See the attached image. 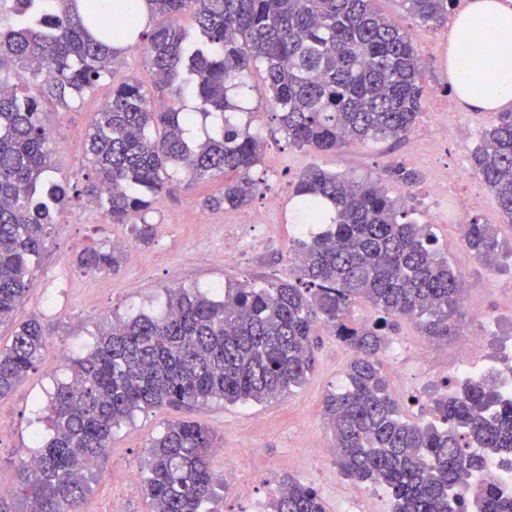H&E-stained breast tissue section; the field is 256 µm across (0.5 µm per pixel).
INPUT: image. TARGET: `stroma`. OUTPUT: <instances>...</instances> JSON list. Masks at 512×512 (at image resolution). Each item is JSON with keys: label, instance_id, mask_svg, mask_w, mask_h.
Returning a JSON list of instances; mask_svg holds the SVG:
<instances>
[{"label": "stroma", "instance_id": "stroma-1", "mask_svg": "<svg viewBox=\"0 0 512 512\" xmlns=\"http://www.w3.org/2000/svg\"><path fill=\"white\" fill-rule=\"evenodd\" d=\"M376 8L390 21L410 34L423 62L424 101L416 123L401 141L360 144L348 142L333 152H314L289 144L275 123L270 94L260 74H252L246 111L237 113L239 124L250 126L264 138V153L254 178L262 182L249 206L240 209H212L206 197L219 193L222 181H181L169 193L156 199L146 214L155 236L146 246L133 239L129 226L106 223L99 210L79 199L62 209L57 229L33 273L34 289L14 312L11 322L0 325V347L11 341L16 325L37 317L53 328L37 368L7 397L0 399V418L8 427L0 432V484L15 488L17 469L34 453L36 440L47 433V398L58 380L65 378V361L91 350L97 334L112 321L138 313H155L166 302L172 285L212 293L231 283L251 280L259 283L289 279L292 264L288 251L296 238L297 217L292 190L297 177L317 165L359 179L383 176L386 169L400 164L418 175L410 188L388 183V193L405 198L420 223L431 225L452 267L463 278V286L475 296L478 307L465 310L455 332L438 340L427 336L416 321L401 319L393 336L394 344L404 346L403 357H384V370L391 393L414 387L416 401L404 402L405 417L420 422L432 418L429 400L434 386L422 378L417 361L422 350L443 346L444 351L432 369L446 373L453 368L460 346L480 333L488 318L498 320L497 335L512 334V266L499 270L486 268L464 246L455 222V198H436L428 191L431 174L439 168L472 170L471 153L479 142L484 116L465 112L462 119H449L448 147L439 154L418 151L417 136L436 119L434 108L448 101L450 76L433 48L440 42L447 25L423 24L407 15L399 0H376ZM134 77L143 84L152 81L142 50H123L110 81L102 83L84 99L60 105L43 102L44 121L54 140L55 181L84 185L88 162L84 144L95 112L110 100L113 84ZM277 199L278 209L269 223L246 226L243 219L260 209L269 199ZM241 234L242 246L233 262L216 260L224 247V237ZM126 240L141 262L124 263L114 274L96 276L95 288H87V275L76 265L84 249L112 240ZM319 338L314 368L306 382L291 393L262 403L227 404L213 400L192 409L162 407L139 412L114 428L112 446L88 472V490L82 512H111L112 489L124 490V512H150L143 493L144 459L153 438L173 420L200 422L216 436L217 446L211 466L220 481L215 487L214 512H250L251 502L241 498L235 486L224 481V451L251 444L261 448L256 464V499L268 512L270 496L265 479L284 475L295 477L319 490L328 512L336 503L358 492L359 487L345 479L336 466V450L323 416L325 395L343 384L351 352L317 327ZM319 437L322 465L306 461L311 437Z\"/></svg>", "mask_w": 512, "mask_h": 512}]
</instances>
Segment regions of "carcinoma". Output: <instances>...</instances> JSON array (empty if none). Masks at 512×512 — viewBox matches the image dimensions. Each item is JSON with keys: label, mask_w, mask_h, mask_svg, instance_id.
Here are the masks:
<instances>
[{"label": "carcinoma", "mask_w": 512, "mask_h": 512, "mask_svg": "<svg viewBox=\"0 0 512 512\" xmlns=\"http://www.w3.org/2000/svg\"><path fill=\"white\" fill-rule=\"evenodd\" d=\"M159 22L147 30L118 3L110 15L96 0H12L0 21V67L15 62L18 83L0 78V324L12 320L30 289L57 224V213L83 194L110 224H129L134 239L154 237L144 212L170 191L174 175L224 179L212 208L248 205L259 193L252 171L264 143L234 119L262 71L279 128L288 141L317 152L348 141L397 142L419 115L420 58L407 31L374 0H148ZM423 23H443L455 0H400ZM192 15L195 28L179 23ZM137 41L153 76L147 89L130 78L112 86L85 142L83 189L49 178L46 99L77 100L112 77L119 51ZM192 94L202 105L186 111ZM213 115L219 128L197 139L186 127ZM473 167L504 219L512 223V112H496L472 152ZM387 180L410 187L418 175L401 165ZM302 224L326 229L298 237L289 251L294 279L230 284L208 296L167 289V306L116 320L95 348L70 359L71 378L50 397V434L36 462L18 469L26 512H80L85 473L112 443L113 429L139 411L194 407L212 400L262 402L300 387L314 367L316 326L353 352L346 385L324 398L336 464L356 483L387 489L392 512H512L491 486H466L469 470L490 455H512V399L491 387L494 374L431 401L433 420L404 417L388 386L382 356L399 318H415L430 336L446 337L461 315L463 283L428 224L379 181L312 166L292 192ZM462 240L488 266L512 264V249L492 225H463ZM125 253L90 247L76 259L86 274L119 270ZM364 302L377 317L360 320ZM50 327L20 324L0 348V398L39 363ZM214 435L197 421L167 424L148 449L144 491L151 512H212L216 478L209 467ZM272 512H326L318 491L278 480Z\"/></svg>", "instance_id": "1"}]
</instances>
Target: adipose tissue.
I'll return each mask as SVG.
<instances>
[{
	"label": "adipose tissue",
	"instance_id": "1",
	"mask_svg": "<svg viewBox=\"0 0 512 512\" xmlns=\"http://www.w3.org/2000/svg\"><path fill=\"white\" fill-rule=\"evenodd\" d=\"M448 69L458 98L473 110L512 108V7L469 0L454 19Z\"/></svg>",
	"mask_w": 512,
	"mask_h": 512
}]
</instances>
